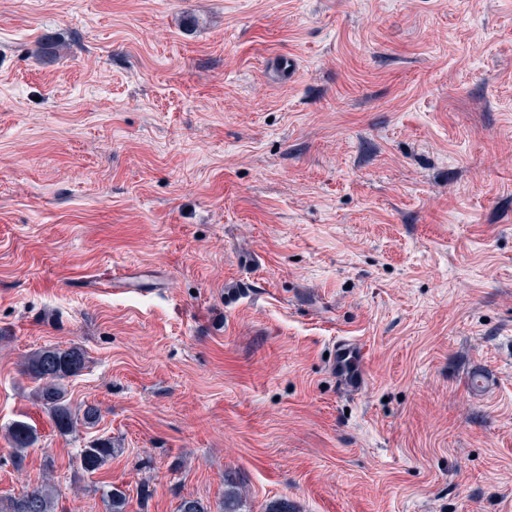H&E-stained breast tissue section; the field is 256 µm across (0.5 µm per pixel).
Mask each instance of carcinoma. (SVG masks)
<instances>
[{
	"instance_id": "obj_1",
	"label": "carcinoma",
	"mask_w": 512,
	"mask_h": 512,
	"mask_svg": "<svg viewBox=\"0 0 512 512\" xmlns=\"http://www.w3.org/2000/svg\"><path fill=\"white\" fill-rule=\"evenodd\" d=\"M85 364V355L78 346L68 349L45 348L34 352L27 361L29 377L39 382L36 397L44 406L53 428L61 435L72 433L78 423L93 424L100 416L94 404L72 407L62 380L79 373ZM8 440L14 449V464L21 466L28 449L37 444V434L26 421L12 423ZM115 448L112 438H98L80 449L82 467L94 472L112 460ZM243 483L239 475L228 471L224 474V497L219 512H242ZM60 494L57 487L46 482L7 502L0 501V512H57Z\"/></svg>"
}]
</instances>
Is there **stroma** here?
<instances>
[{"label": "stroma", "instance_id": "stroma-1", "mask_svg": "<svg viewBox=\"0 0 512 512\" xmlns=\"http://www.w3.org/2000/svg\"><path fill=\"white\" fill-rule=\"evenodd\" d=\"M74 345L62 436L25 366ZM228 471L243 512H512V0H0V499L215 512ZM359 353L354 351L349 344H343L333 350L330 367L335 371L346 388L358 387L362 380ZM8 440L14 449V464L21 466L29 448L37 444V434L26 421L18 420L12 423L8 430ZM114 453L111 438H98L80 449L79 459L85 470L94 472L111 461ZM60 494L54 484L46 482L21 496L0 500L1 512H57Z\"/></svg>", "mask_w": 512, "mask_h": 512}]
</instances>
